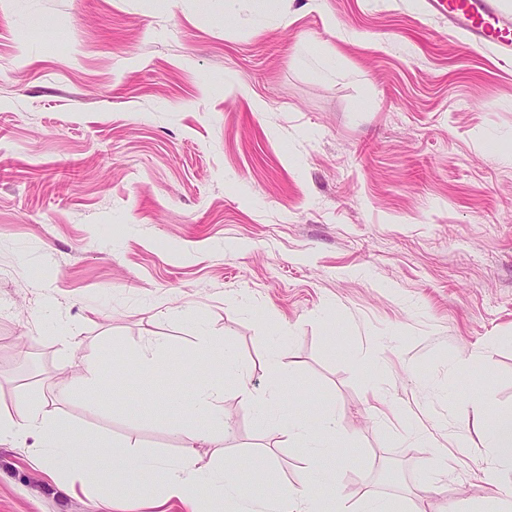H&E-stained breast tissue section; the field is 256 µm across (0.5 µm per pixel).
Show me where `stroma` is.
<instances>
[{"label": "stroma", "mask_w": 512, "mask_h": 512, "mask_svg": "<svg viewBox=\"0 0 512 512\" xmlns=\"http://www.w3.org/2000/svg\"><path fill=\"white\" fill-rule=\"evenodd\" d=\"M303 2L261 22L246 0L232 17L196 0L0 10V407L45 397L174 459L170 403L221 380L228 432L200 456L236 466L246 512H272L303 462L231 376L196 365L206 335L256 391L335 406L349 502L508 496L461 408L478 392L512 413V66L426 0ZM35 16L53 28L28 30ZM151 338L165 362L144 392L115 368ZM89 359L95 405L70 387ZM378 395L457 443L463 467L382 426ZM32 454L0 444V512H94L90 482L59 485Z\"/></svg>", "instance_id": "obj_1"}]
</instances>
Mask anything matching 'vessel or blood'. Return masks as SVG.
I'll use <instances>...</instances> for the list:
<instances>
[{
	"label": "vessel or blood",
	"mask_w": 512,
	"mask_h": 512,
	"mask_svg": "<svg viewBox=\"0 0 512 512\" xmlns=\"http://www.w3.org/2000/svg\"><path fill=\"white\" fill-rule=\"evenodd\" d=\"M435 11L461 30L472 44L501 57H512V15L497 0H429Z\"/></svg>",
	"instance_id": "b4317fda"
}]
</instances>
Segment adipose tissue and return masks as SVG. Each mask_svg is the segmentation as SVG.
Wrapping results in <instances>:
<instances>
[{
	"instance_id": "ef3b65f1",
	"label": "adipose tissue",
	"mask_w": 512,
	"mask_h": 512,
	"mask_svg": "<svg viewBox=\"0 0 512 512\" xmlns=\"http://www.w3.org/2000/svg\"><path fill=\"white\" fill-rule=\"evenodd\" d=\"M213 361L234 369L241 401L257 410L260 418L271 420L287 437L289 447L304 454L299 485L277 499L275 512H393L388 502L374 493L368 494L360 507L348 506L340 491L343 464L336 452L338 424L333 405L321 404L314 416H302L279 404L277 386L257 393L247 374L235 370L230 352L204 346L201 369H208ZM223 395L222 386L214 383L196 389L185 414L188 426L175 428L181 454L174 460L116 449L102 435L76 430L64 419L25 400L14 409H0V441L22 444L34 439V460L51 478L73 476L97 484L101 493L96 512H112L118 492L153 497L160 507L172 500L189 504L211 493L222 500L225 512H241L245 492L238 471L229 465L201 463L197 456L201 444L227 431ZM467 421L486 428L493 448L491 481L501 483L512 474V415L490 416L483 399L475 396ZM157 473L164 476L158 485L152 481Z\"/></svg>"
}]
</instances>
